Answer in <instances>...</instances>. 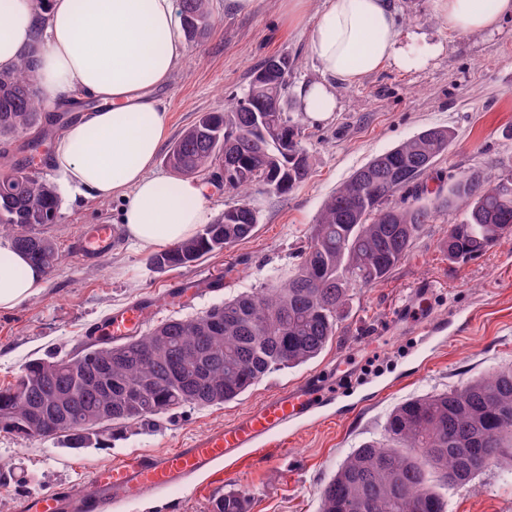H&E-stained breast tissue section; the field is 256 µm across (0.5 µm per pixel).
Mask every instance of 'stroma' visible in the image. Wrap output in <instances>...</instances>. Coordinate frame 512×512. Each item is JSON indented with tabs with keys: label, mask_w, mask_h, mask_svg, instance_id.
I'll return each mask as SVG.
<instances>
[{
	"label": "stroma",
	"mask_w": 512,
	"mask_h": 512,
	"mask_svg": "<svg viewBox=\"0 0 512 512\" xmlns=\"http://www.w3.org/2000/svg\"><path fill=\"white\" fill-rule=\"evenodd\" d=\"M324 0H305L298 23L287 20L286 0H256L248 13L211 0L208 35L186 44L170 85L156 96L169 106L168 139L204 112L223 110L242 96L263 61L288 57L295 67L288 95L319 80L308 32ZM399 25L441 44L426 65L387 66L354 86H338L329 120L302 119L311 167L308 179L285 195L254 191V233L188 267L157 269L150 250L120 235L110 253L88 263L76 246L88 228L118 224L120 201L76 198L59 188L56 223L44 227L60 255L40 293L0 312V387L14 384L31 359L71 352L89 328L144 299L152 326L169 316L207 310L243 291L284 279L309 243L325 200L375 156L429 128L454 139L435 170L456 179L477 168L512 164V18L473 34L449 31L433 0H394ZM22 139L0 149V175L28 162L36 176L57 183L50 146L27 159ZM434 219L389 276L356 289L335 338L313 362L269 375L238 400L215 407L184 405L152 422L129 423L101 435L100 447L79 451L58 440L0 430V458L24 473V485L0 487V512H17L34 493L88 486L96 470L141 451L167 452L224 427L277 391L315 375L334 393L301 423L290 426L285 447L243 450L232 472L192 476L184 488L126 501L117 512H209L228 491L245 496L247 512H319L325 482L356 448L386 439L385 423L405 400L441 393L487 372L512 367V236L486 253L449 260L441 243L462 214L424 197ZM434 339H427L428 330ZM448 512H512V464L501 461L462 485H441Z\"/></svg>",
	"instance_id": "stroma-1"
}]
</instances>
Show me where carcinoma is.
<instances>
[{"label": "carcinoma", "instance_id": "carcinoma-1", "mask_svg": "<svg viewBox=\"0 0 512 512\" xmlns=\"http://www.w3.org/2000/svg\"><path fill=\"white\" fill-rule=\"evenodd\" d=\"M179 10L184 36L203 38L210 0H180ZM36 54L34 45L16 70L0 72V139L26 136L33 150L48 140L53 122L38 90ZM292 69L285 61L275 89L250 85L170 144L166 163L185 177L213 173L230 147L233 168L224 170L222 184L238 200L196 236L153 255L155 267L191 266L248 238L259 221L245 211L250 193L271 187L283 195L307 178L304 132L283 108ZM251 98L265 109L260 125L247 108ZM452 140L450 131L429 128L355 171L323 204L311 243L282 284L238 293L198 315L168 318L121 340L101 334L74 356L27 362L16 383L0 389V429L32 436L36 403L43 434L79 450L91 443L84 421L118 427L186 404L223 405L278 370L316 359L335 336L354 290L383 281L431 222L432 211L419 204L429 194L423 176ZM398 192L411 201L392 204ZM461 205L464 219L444 242L450 261L482 254L512 234V165L474 169L449 182L442 206ZM59 206L55 185L26 166L0 178V236L48 273L59 256L41 228L55 223ZM102 345L112 346V417L96 422L101 391L84 381ZM74 385L71 401L60 408L57 390ZM385 432L386 442H367L340 464L321 491L320 512H447L437 483L465 484L494 463L512 461V368L399 404ZM209 512H247L245 498L229 491Z\"/></svg>", "mask_w": 512, "mask_h": 512}]
</instances>
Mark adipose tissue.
I'll list each match as a JSON object with an SVG mask.
<instances>
[{
  "mask_svg": "<svg viewBox=\"0 0 512 512\" xmlns=\"http://www.w3.org/2000/svg\"><path fill=\"white\" fill-rule=\"evenodd\" d=\"M450 31L496 28L512 0H434ZM177 0H50L36 14L29 0H0V71H14L30 46L47 101L92 102L57 139L52 164L86 198L122 200L120 221L144 248L169 247L207 223L204 185L153 176L169 112L155 92L184 57ZM321 80L301 86L302 112L315 122L336 110L337 85L351 86L384 66L423 64L439 51L400 28L390 0H326L308 35ZM46 273L0 242V310L35 296Z\"/></svg>",
  "mask_w": 512,
  "mask_h": 512,
  "instance_id": "1",
  "label": "adipose tissue"
}]
</instances>
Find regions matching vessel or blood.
<instances>
[{"mask_svg": "<svg viewBox=\"0 0 512 512\" xmlns=\"http://www.w3.org/2000/svg\"><path fill=\"white\" fill-rule=\"evenodd\" d=\"M115 239L111 225H94L82 238L77 252L84 261H96L111 250ZM145 315L142 302L132 303L112 316L106 331L116 340L129 336ZM332 391L330 381L305 379L267 398L224 428L194 438L185 447L165 453H139L113 463L98 470L81 495L46 491L23 499L20 512H113L118 502L149 492L183 488L190 477L217 462L233 459L242 449L271 441L284 443L289 424L310 414L318 401Z\"/></svg>", "mask_w": 512, "mask_h": 512, "instance_id": "obj_1", "label": "vessel or blood"}]
</instances>
